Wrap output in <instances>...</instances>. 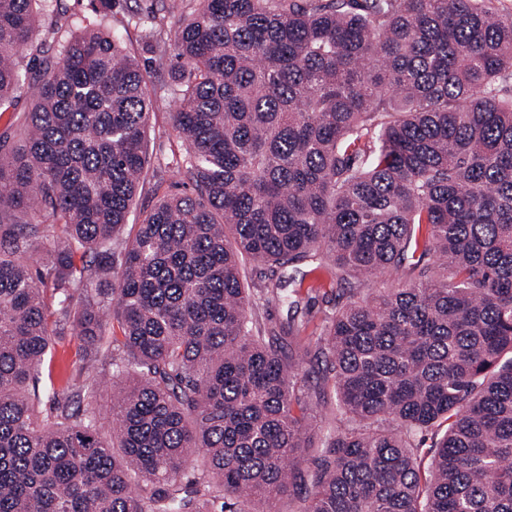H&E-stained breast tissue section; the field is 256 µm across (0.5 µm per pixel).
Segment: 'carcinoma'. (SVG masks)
Here are the masks:
<instances>
[{
  "label": "carcinoma",
  "instance_id": "carcinoma-1",
  "mask_svg": "<svg viewBox=\"0 0 512 512\" xmlns=\"http://www.w3.org/2000/svg\"><path fill=\"white\" fill-rule=\"evenodd\" d=\"M90 2L40 34V0H0V107L36 89L0 132V512H512V14L159 0L140 39L196 193L122 239L153 101ZM244 257L331 277L289 278L266 331ZM304 288L344 300L316 339L332 400L300 376ZM57 336L80 387L54 389Z\"/></svg>",
  "mask_w": 512,
  "mask_h": 512
}]
</instances>
